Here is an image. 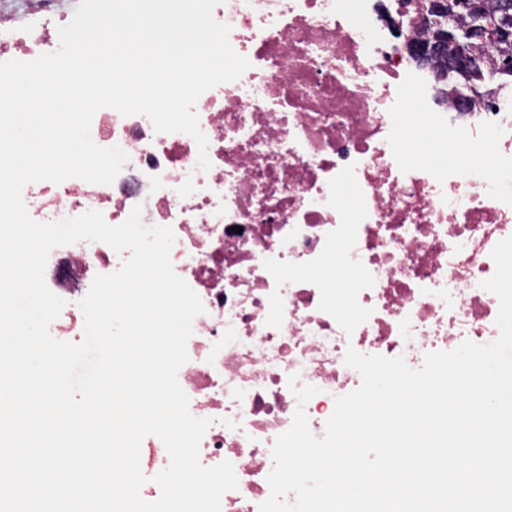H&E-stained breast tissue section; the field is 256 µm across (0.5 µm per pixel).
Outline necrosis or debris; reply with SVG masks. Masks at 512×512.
I'll use <instances>...</instances> for the list:
<instances>
[{"label": "necrosis or debris", "mask_w": 512, "mask_h": 512, "mask_svg": "<svg viewBox=\"0 0 512 512\" xmlns=\"http://www.w3.org/2000/svg\"><path fill=\"white\" fill-rule=\"evenodd\" d=\"M377 0H223L214 10L249 68L198 99L209 170L184 133L104 107L91 138L127 165L109 185L70 178L23 189L32 219L134 207L175 234L171 261L200 297L177 378L189 411L211 419L199 460L228 461L238 485L221 512H259L272 447L292 424L290 377L322 434L335 399L361 384L347 348L403 357L499 336V300L482 288L491 252L512 236V96L495 111L427 103L424 69ZM72 19L58 0H0V62L55 51ZM123 261L106 243L54 248L45 279L65 301L49 331L84 336L79 307L96 275Z\"/></svg>", "instance_id": "necrosis-or-debris-1"}]
</instances>
